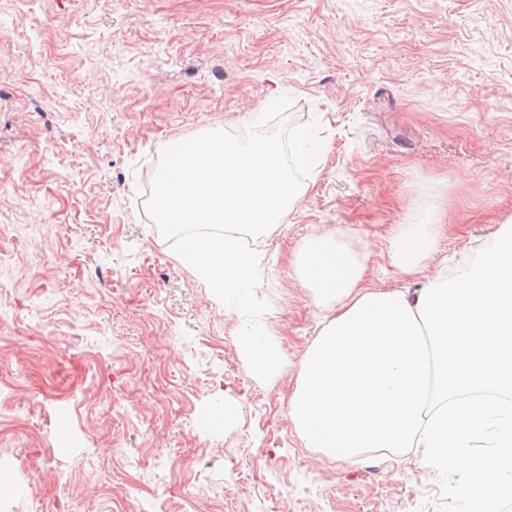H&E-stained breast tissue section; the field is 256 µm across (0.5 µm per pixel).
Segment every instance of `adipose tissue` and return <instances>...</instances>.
I'll use <instances>...</instances> for the list:
<instances>
[{
  "label": "adipose tissue",
  "instance_id": "1",
  "mask_svg": "<svg viewBox=\"0 0 512 512\" xmlns=\"http://www.w3.org/2000/svg\"><path fill=\"white\" fill-rule=\"evenodd\" d=\"M443 227L432 209L425 223L391 230L389 264L422 280L414 290L368 279L366 254L344 233L304 239L294 275L327 316L288 417L304 447L337 461L419 452L466 474L469 512H495L512 498V224L452 277L437 258Z\"/></svg>",
  "mask_w": 512,
  "mask_h": 512
}]
</instances>
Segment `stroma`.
I'll return each instance as SVG.
<instances>
[{
  "label": "stroma",
  "instance_id": "35a3bbf8",
  "mask_svg": "<svg viewBox=\"0 0 512 512\" xmlns=\"http://www.w3.org/2000/svg\"><path fill=\"white\" fill-rule=\"evenodd\" d=\"M275 93L325 153L257 239L262 322L288 357L261 383L240 313L145 202L166 147L244 132ZM428 207L452 262L512 219V0H0L7 512H467L461 474L415 453L337 462L288 419L324 316L293 276L303 239L346 231L369 278L410 288L388 238ZM218 397L238 407L222 428L204 417Z\"/></svg>",
  "mask_w": 512,
  "mask_h": 512
}]
</instances>
